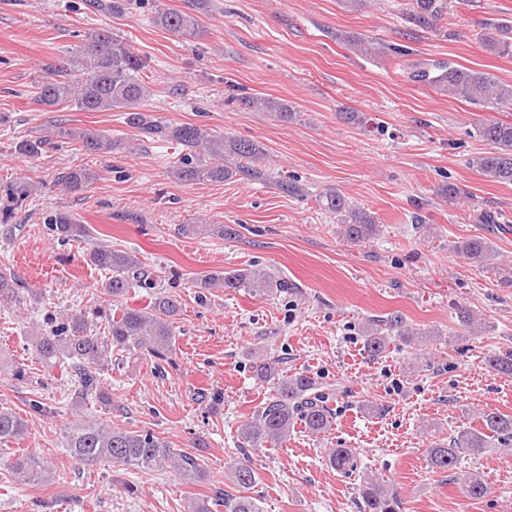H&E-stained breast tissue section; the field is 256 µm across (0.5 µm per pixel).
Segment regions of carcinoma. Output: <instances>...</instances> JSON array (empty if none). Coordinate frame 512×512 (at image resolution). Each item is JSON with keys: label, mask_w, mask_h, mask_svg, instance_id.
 Wrapping results in <instances>:
<instances>
[{"label": "carcinoma", "mask_w": 512, "mask_h": 512, "mask_svg": "<svg viewBox=\"0 0 512 512\" xmlns=\"http://www.w3.org/2000/svg\"><path fill=\"white\" fill-rule=\"evenodd\" d=\"M132 0H87L92 13H121L130 8ZM210 0H184L178 10L157 9L151 22L176 37L193 36L199 32V17L209 11ZM443 0H408L406 20L420 29H433L442 20ZM337 42L362 54L379 50L383 45L365 38L338 32ZM481 46L497 56H512V33L501 25L487 24L479 33ZM145 61L134 52L126 39L109 30H100L86 37L85 42L67 64H47L38 81L33 102L40 109L52 112L57 107H72L85 112L125 111V122L152 141L171 142L180 147L172 175L184 182H224L247 175L254 180L268 179L267 171L255 162L265 156L264 146L257 140L232 136H215L191 123H173L146 108L151 96L143 73ZM416 82L436 85L448 95L479 104L496 111L512 104V84H506L490 73L453 64L422 63L409 72ZM246 103L271 113L280 122H292L299 112L283 99H248ZM482 140L492 150L475 156L469 165L487 181L512 184V122L486 119L477 126ZM63 143H78L98 154H109L120 141L91 129H56ZM46 139H22L15 144L21 155L35 158L42 152ZM95 172L85 168L68 169L56 182L70 191H80L96 180ZM34 186L20 181L8 189L12 205H19L32 195ZM325 211L340 221V234L353 242L378 237L382 225L365 208L348 202L339 189L329 188L318 196ZM46 233L60 242L78 240L87 229L70 215L55 212L46 217ZM457 252L478 267L489 265L498 258L491 242L480 236L458 242ZM90 262L108 273L103 282L105 294L111 298L125 296L133 288L152 289L157 279L140 259L127 251L94 247ZM194 286L205 294L215 288L244 289L255 295H265L272 289L286 288L288 282L277 279L265 270L232 269L216 271L198 277ZM25 288L16 275L0 268V304L7 307L24 303ZM178 299L164 292L154 295L145 308L126 307L116 315L107 309L95 314L81 309L59 316L49 315L44 324L31 330L30 342L35 360L50 375L56 368H70L78 377L77 398L93 397L102 404H112V392L105 386L102 372L112 361V348L136 349L159 361L170 363L176 350L175 320L180 315ZM107 322L108 336L96 332L95 319ZM459 322L468 335L483 332L484 322L467 309L459 310ZM429 331L409 328L402 317L392 315L371 319L362 328L364 352L375 358L387 351L394 337L421 340ZM257 371L272 388V393L256 413L240 427L241 440L252 446L281 444L296 427L312 434L326 431L332 423L331 409L324 397L315 392V381L299 372L282 375L267 363L257 365ZM481 427L462 426L448 437V442H431L427 448L430 465L443 471L457 467L463 454H482L501 440H512V415L492 410L480 413ZM28 433V421L19 413L0 407V444L17 441ZM63 447L76 463L94 467L101 463L120 464L142 472L168 467L183 481L208 483L210 493L189 502L188 512H264L260 500L247 495L258 480V473L248 464H239L231 473V482L240 489L234 496L224 491L223 482L213 479L206 462L200 457L171 446V443L150 431L114 428L95 419L77 418L64 433ZM354 452L350 448H331L328 461L332 468L346 473L353 467ZM16 482L23 485L48 483L52 480L47 462L32 454H21L11 465ZM462 493L478 499L488 492L484 482L473 476L461 480ZM358 495L363 512H399L397 493L376 479H366L359 485Z\"/></svg>", "instance_id": "cac0c4a2"}]
</instances>
